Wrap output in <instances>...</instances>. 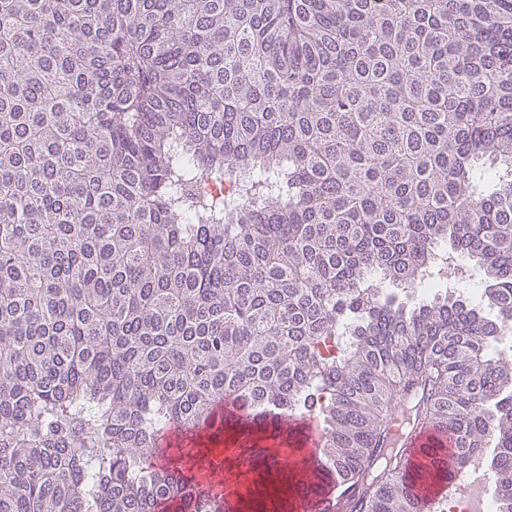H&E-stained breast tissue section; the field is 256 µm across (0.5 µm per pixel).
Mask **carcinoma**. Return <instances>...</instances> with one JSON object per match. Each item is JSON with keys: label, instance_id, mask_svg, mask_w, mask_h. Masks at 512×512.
Wrapping results in <instances>:
<instances>
[{"label": "carcinoma", "instance_id": "1", "mask_svg": "<svg viewBox=\"0 0 512 512\" xmlns=\"http://www.w3.org/2000/svg\"><path fill=\"white\" fill-rule=\"evenodd\" d=\"M510 328L512 0H0V512H216L154 437L227 396L512 512Z\"/></svg>", "mask_w": 512, "mask_h": 512}]
</instances>
